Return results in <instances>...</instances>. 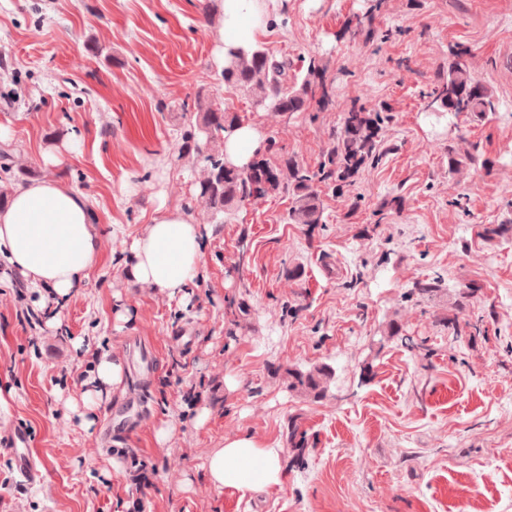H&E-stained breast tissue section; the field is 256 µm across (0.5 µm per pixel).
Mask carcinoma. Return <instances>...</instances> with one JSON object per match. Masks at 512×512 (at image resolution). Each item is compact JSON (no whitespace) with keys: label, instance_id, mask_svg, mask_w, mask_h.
<instances>
[{"label":"carcinoma","instance_id":"1","mask_svg":"<svg viewBox=\"0 0 512 512\" xmlns=\"http://www.w3.org/2000/svg\"><path fill=\"white\" fill-rule=\"evenodd\" d=\"M467 50L451 52L448 68L438 75L426 108L433 112L470 113L477 117L496 111L494 95L471 71ZM328 64L321 58L309 60L306 71L292 72L286 56H277L259 45L229 46L225 52L224 83L278 114L309 111L312 101L326 107L329 94L324 83ZM196 120L184 133L196 141L203 167L198 198L209 219L215 221L246 201L271 193H286L292 199L286 220L290 224H322L323 206L317 185L351 184L350 175L367 161L377 160L378 126L386 117L374 107L360 103L346 113L340 132L311 169L293 157L280 161L261 158L250 166L238 167L224 154V134L239 126L238 117L216 102L197 100ZM288 387L314 400L327 396L330 372L325 366L307 371L287 368Z\"/></svg>","mask_w":512,"mask_h":512}]
</instances>
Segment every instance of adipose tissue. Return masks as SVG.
Masks as SVG:
<instances>
[{"label":"adipose tissue","instance_id":"1","mask_svg":"<svg viewBox=\"0 0 512 512\" xmlns=\"http://www.w3.org/2000/svg\"><path fill=\"white\" fill-rule=\"evenodd\" d=\"M259 27L253 0H223L218 47L248 46ZM134 283L176 294L192 284L203 256L202 234L184 211L158 210L130 246ZM0 255L32 287L67 295L102 262L99 233L85 199L60 182L32 180L0 207ZM211 481L247 494L282 486L277 449L248 436L225 440L207 462Z\"/></svg>","mask_w":512,"mask_h":512}]
</instances>
